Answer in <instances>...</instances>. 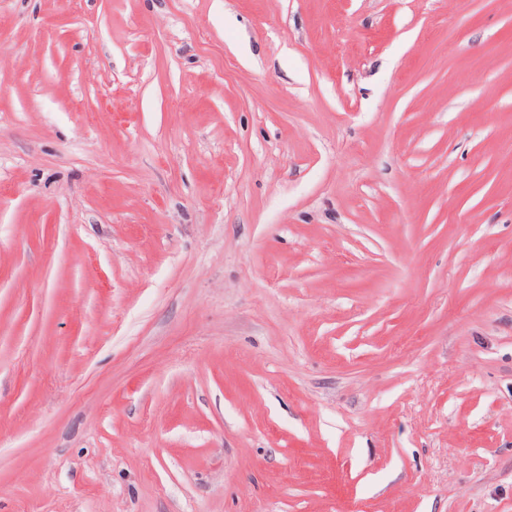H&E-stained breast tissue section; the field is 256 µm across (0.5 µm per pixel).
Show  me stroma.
<instances>
[{"instance_id":"obj_1","label":"stroma","mask_w":512,"mask_h":512,"mask_svg":"<svg viewBox=\"0 0 512 512\" xmlns=\"http://www.w3.org/2000/svg\"><path fill=\"white\" fill-rule=\"evenodd\" d=\"M0 512H512V0H0Z\"/></svg>"}]
</instances>
